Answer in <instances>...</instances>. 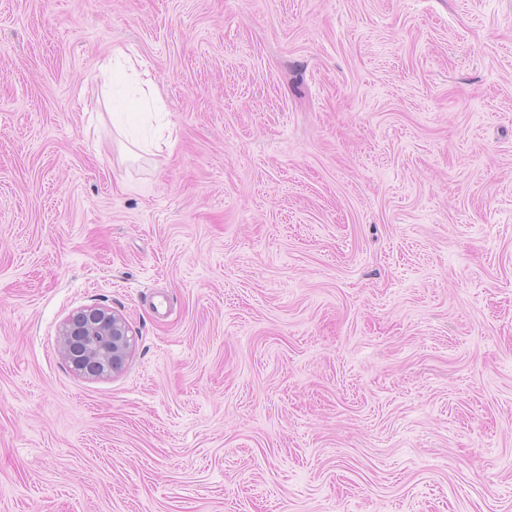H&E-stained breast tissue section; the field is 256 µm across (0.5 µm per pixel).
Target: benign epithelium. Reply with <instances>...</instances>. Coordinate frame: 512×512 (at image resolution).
Returning a JSON list of instances; mask_svg holds the SVG:
<instances>
[{
  "mask_svg": "<svg viewBox=\"0 0 512 512\" xmlns=\"http://www.w3.org/2000/svg\"><path fill=\"white\" fill-rule=\"evenodd\" d=\"M59 344L70 367L93 378L120 373L133 350L125 317L103 305L85 306L69 314L60 329Z\"/></svg>",
  "mask_w": 512,
  "mask_h": 512,
  "instance_id": "7a95c632",
  "label": "benign epithelium"
}]
</instances>
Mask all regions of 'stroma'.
I'll list each match as a JSON object with an SVG mask.
<instances>
[{
	"instance_id": "stroma-1",
	"label": "stroma",
	"mask_w": 512,
	"mask_h": 512,
	"mask_svg": "<svg viewBox=\"0 0 512 512\" xmlns=\"http://www.w3.org/2000/svg\"><path fill=\"white\" fill-rule=\"evenodd\" d=\"M0 512H512V0H0ZM124 60L128 63L129 69L132 75L140 82V84L146 89L149 101L152 108L156 111L155 114H159L160 106L162 104V97L159 91L157 78L151 72L150 68L146 63L138 61L140 68L138 69L132 58L127 54V51L121 46H114L112 48V62L105 60L99 66V76L103 81L107 82L114 76V61ZM124 316L103 305L73 311L62 323L59 344L64 359L78 374L100 378L120 373L133 350Z\"/></svg>"
}]
</instances>
